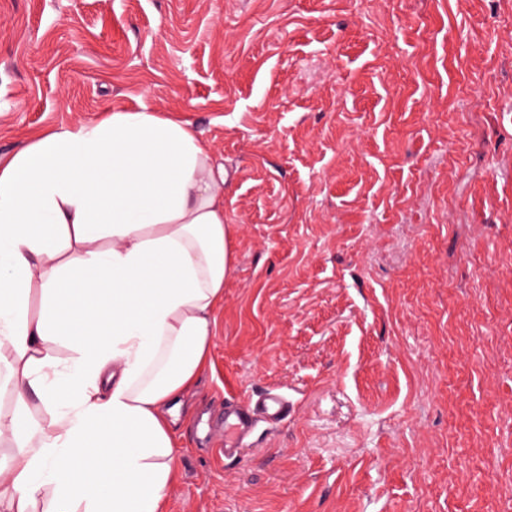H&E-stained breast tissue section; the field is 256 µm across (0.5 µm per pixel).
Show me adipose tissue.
Listing matches in <instances>:
<instances>
[{
	"instance_id": "1",
	"label": "adipose tissue",
	"mask_w": 512,
	"mask_h": 512,
	"mask_svg": "<svg viewBox=\"0 0 512 512\" xmlns=\"http://www.w3.org/2000/svg\"><path fill=\"white\" fill-rule=\"evenodd\" d=\"M227 179L150 108L37 136L0 165V414L8 512H163L174 425L233 270ZM72 351L61 361L56 348ZM54 411L31 421L30 400Z\"/></svg>"
}]
</instances>
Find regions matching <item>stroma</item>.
<instances>
[{
	"label": "stroma",
	"mask_w": 512,
	"mask_h": 512,
	"mask_svg": "<svg viewBox=\"0 0 512 512\" xmlns=\"http://www.w3.org/2000/svg\"><path fill=\"white\" fill-rule=\"evenodd\" d=\"M143 106L235 227L165 512H512V0H0L1 163ZM290 407L287 399L276 390H267L256 400L247 398L245 401L234 399L224 406V458L230 459L237 455L238 445L230 441L243 439L251 430L254 420L262 417L274 424L288 417Z\"/></svg>",
	"instance_id": "35a3bbf8"
}]
</instances>
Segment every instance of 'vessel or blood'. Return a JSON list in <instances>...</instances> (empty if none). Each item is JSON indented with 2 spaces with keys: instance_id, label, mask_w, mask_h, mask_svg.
<instances>
[{
  "instance_id": "b4317fda",
  "label": "vessel or blood",
  "mask_w": 512,
  "mask_h": 512,
  "mask_svg": "<svg viewBox=\"0 0 512 512\" xmlns=\"http://www.w3.org/2000/svg\"><path fill=\"white\" fill-rule=\"evenodd\" d=\"M290 411L287 399L277 391L269 390L257 399L233 400L224 406L225 458L237 454V440L243 439L251 430L256 418H264L272 423L285 420Z\"/></svg>"
}]
</instances>
